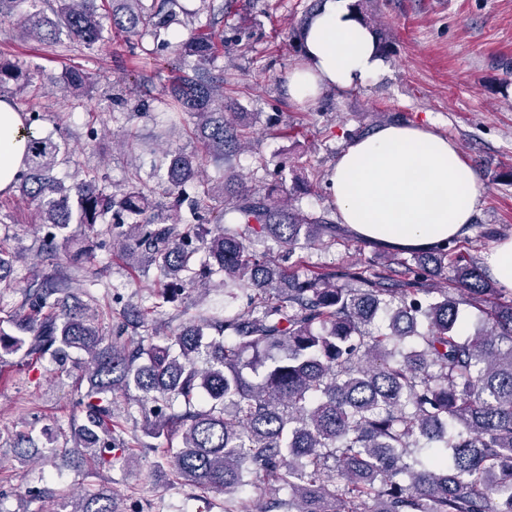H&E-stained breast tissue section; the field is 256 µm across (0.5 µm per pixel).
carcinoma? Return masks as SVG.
<instances>
[{"instance_id":"carcinoma-1","label":"carcinoma","mask_w":512,"mask_h":512,"mask_svg":"<svg viewBox=\"0 0 512 512\" xmlns=\"http://www.w3.org/2000/svg\"><path fill=\"white\" fill-rule=\"evenodd\" d=\"M26 3L22 32L54 44L61 34L92 50L104 39L103 20L135 52L146 36L158 41L173 21L176 0H0V13ZM186 15L188 35L174 42L179 75L152 116L156 140L170 137L172 115L193 119L202 151L169 153V216L140 175L108 192L94 175L73 186L53 176L60 145L52 135H27L16 188L34 204L44 230L42 248L54 253L73 213L92 229L115 212L108 231L121 239L136 270H156L165 292L222 291L235 300L250 291L248 310L219 305L159 338L135 307L118 312L115 337L99 323L96 300L73 299L71 278L46 276L24 290L23 311L0 319V350L59 365L82 356L89 382L77 400L81 423L71 428V452L98 469L133 457L118 432L112 404L135 388L146 435L176 436L169 456L176 479L224 494V512H243L237 494L256 493L248 512H512V296L490 280L455 241L402 259L400 278L344 270L309 275L270 259L257 245L272 240L289 260L298 250L326 251L336 224L285 207L272 195L198 182L210 161L228 162L240 149L243 113L224 109L223 77L210 63L217 53L214 16ZM34 75L0 59V94ZM87 73L69 70L60 90H77ZM195 183L193 194L186 186ZM224 207L213 209L214 197ZM210 214L190 224L181 214ZM22 253L0 247V282ZM343 283H336V279ZM448 282L434 288L431 279ZM487 306L473 333L466 299ZM143 328L135 343L121 341L129 318ZM251 369L254 375L245 373ZM179 401L183 409H174ZM57 512H121L110 484L65 501Z\"/></svg>"}]
</instances>
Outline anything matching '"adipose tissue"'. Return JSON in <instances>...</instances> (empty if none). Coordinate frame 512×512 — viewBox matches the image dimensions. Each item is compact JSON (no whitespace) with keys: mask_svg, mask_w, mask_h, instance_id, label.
I'll return each instance as SVG.
<instances>
[{"mask_svg":"<svg viewBox=\"0 0 512 512\" xmlns=\"http://www.w3.org/2000/svg\"><path fill=\"white\" fill-rule=\"evenodd\" d=\"M304 62L288 75L301 105L325 87L349 90L376 79L382 60L352 0H324L305 35ZM19 112L0 99V191L22 167L25 138ZM342 224L360 239L428 251L463 236L478 196L476 171L454 141L422 125H387L356 139L328 179Z\"/></svg>","mask_w":512,"mask_h":512,"instance_id":"obj_1","label":"adipose tissue"}]
</instances>
